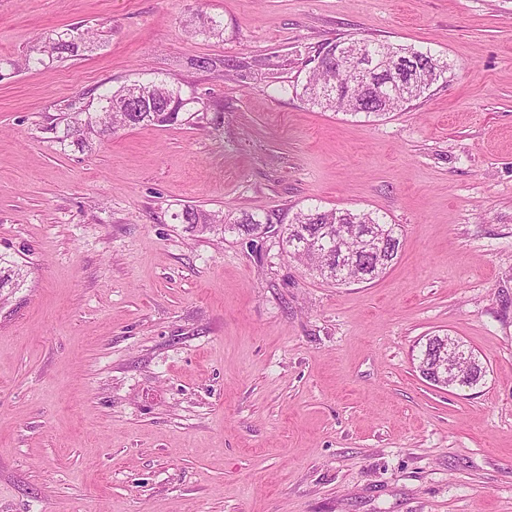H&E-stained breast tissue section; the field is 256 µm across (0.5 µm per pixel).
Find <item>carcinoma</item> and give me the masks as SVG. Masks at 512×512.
I'll list each match as a JSON object with an SVG mask.
<instances>
[{"instance_id": "carcinoma-1", "label": "carcinoma", "mask_w": 512, "mask_h": 512, "mask_svg": "<svg viewBox=\"0 0 512 512\" xmlns=\"http://www.w3.org/2000/svg\"><path fill=\"white\" fill-rule=\"evenodd\" d=\"M194 32L220 40L224 36V24L205 15L198 18ZM358 43L362 58L356 65L350 57L336 55L332 45L318 53L316 65L303 86L307 101L333 111L385 115L402 109L428 90L435 83L430 78L434 67H439L442 74L448 71V64L429 52L395 47L387 42L366 38L358 40ZM85 49L87 40L67 31L58 32L33 47L24 56L23 65L27 68L50 69L58 62L79 56V52ZM413 60L421 63L418 72L421 80L410 87L406 80V69ZM133 92L138 93L142 100L138 112L122 108L124 99ZM196 103L197 97L186 94L182 83L174 78L124 86L100 94L93 111L87 105L69 106V112L64 114L63 129L55 131V142L63 150L71 146L83 150L91 147L93 141L109 139L125 127L200 124L206 119V113L195 110ZM173 219L202 233L228 228L249 234L270 228V219L263 220L253 214H244L234 223L226 225L223 212L196 205H187L173 213ZM284 234L292 256L321 281L333 285L342 281L358 282L365 273L371 275L374 281L387 272L386 266H373V260L358 236H378L384 242L385 251L397 256L403 246L400 225L388 224L378 215L354 213L348 209L322 210L314 207L302 210L296 213ZM314 238L324 241L328 251L315 254L297 248L298 243ZM21 278L20 269L1 257L0 290L19 287ZM451 353L475 358L464 373V386L473 388L484 383L487 367L480 356L464 342L449 335H433L426 339L416 358V370L426 380L433 374L439 356Z\"/></svg>"}]
</instances>
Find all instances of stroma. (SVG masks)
I'll return each mask as SVG.
<instances>
[{"label":"stroma","instance_id":"1","mask_svg":"<svg viewBox=\"0 0 512 512\" xmlns=\"http://www.w3.org/2000/svg\"><path fill=\"white\" fill-rule=\"evenodd\" d=\"M74 27L91 51L0 79L23 274L0 295V512H512V0H0V58ZM358 38L447 78L379 117L308 104L311 58ZM165 77L220 131L51 141L68 104ZM186 205L272 228L198 233ZM310 206L400 225L398 262L315 278L279 233ZM435 334L484 384L420 377ZM434 352H437V354L434 355ZM451 353H462L477 359L468 367V371L464 373L465 383L463 386L473 388L484 383L487 376V367L480 359V356L472 348L466 346L464 342L449 335L429 336L421 345L416 356L417 365L415 368L419 375L428 381L429 376L434 375L433 369L439 360V355L444 354L448 356Z\"/></svg>","mask_w":512,"mask_h":512}]
</instances>
